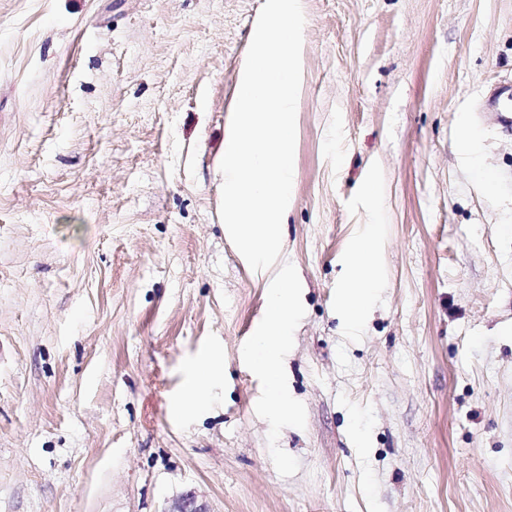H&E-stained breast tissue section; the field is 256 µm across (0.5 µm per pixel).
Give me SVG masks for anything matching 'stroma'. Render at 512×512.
<instances>
[{
    "label": "stroma",
    "mask_w": 512,
    "mask_h": 512,
    "mask_svg": "<svg viewBox=\"0 0 512 512\" xmlns=\"http://www.w3.org/2000/svg\"><path fill=\"white\" fill-rule=\"evenodd\" d=\"M265 2L0 0V512H512V0H301L292 417L242 359L277 270L219 216ZM493 112H499L502 122L512 125V84L496 87L486 101ZM377 275L378 269L371 251L358 246L350 258L348 285L340 299L341 305L349 313L359 312L368 304ZM208 375L196 377L187 385L185 396L179 404L185 410H196L204 406L210 391L211 377L224 369V361L220 355H212L206 366Z\"/></svg>",
    "instance_id": "1"
}]
</instances>
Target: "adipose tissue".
I'll list each match as a JSON object with an SVG mask.
<instances>
[{
	"mask_svg": "<svg viewBox=\"0 0 512 512\" xmlns=\"http://www.w3.org/2000/svg\"><path fill=\"white\" fill-rule=\"evenodd\" d=\"M377 275L371 251L357 247L350 258L348 285L340 299L348 312L361 311L368 304ZM293 298L292 281L288 273H281L278 285L269 293V304L250 352L254 370L268 381L269 406L282 415L291 411L288 394L281 384V372L290 347L289 329L296 316Z\"/></svg>",
	"mask_w": 512,
	"mask_h": 512,
	"instance_id": "ef3b65f1",
	"label": "adipose tissue"
}]
</instances>
